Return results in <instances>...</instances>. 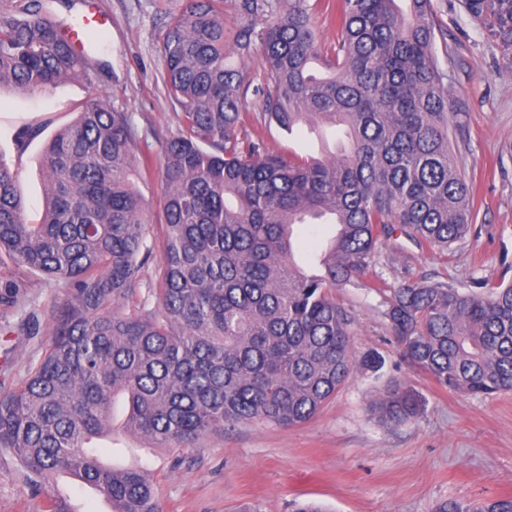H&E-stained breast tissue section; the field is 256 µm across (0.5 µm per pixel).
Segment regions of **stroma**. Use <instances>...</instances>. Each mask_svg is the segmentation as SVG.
Segmentation results:
<instances>
[{
  "mask_svg": "<svg viewBox=\"0 0 512 512\" xmlns=\"http://www.w3.org/2000/svg\"><path fill=\"white\" fill-rule=\"evenodd\" d=\"M184 0H94L107 18L106 49H94L104 69L89 80H68L36 91L0 88V158L16 174L29 223L42 216V153L55 132L71 123L82 103L97 97L129 113L154 171L139 188L154 218L160 199L164 142L176 131L179 107L162 79L161 46L172 14ZM433 18L446 38L448 97L455 114L449 138L473 194L474 221L464 242L449 249L418 247L402 236L381 240L364 276L337 289L352 318L356 354L386 359L381 376L355 373L323 409L294 427L242 426L203 437L183 455L149 447L114 426L99 441L116 467H145L158 483L163 512H292L316 502L327 512H433L445 499L482 500L512 495V391L471 396L450 391L411 366L384 315L385 290L427 279L469 288L474 279L512 282V69L462 7L432 0ZM40 136L18 150L14 136L28 123ZM277 154L324 158L317 136L302 125L287 133L264 127ZM18 303H0V387L22 380L42 354L53 305L64 288L37 276ZM39 314L36 332L19 330L27 311ZM410 384L426 401L413 423L387 425L372 415L392 382ZM73 512H112L88 486L60 475L32 486L10 455H0V512H50L56 499Z\"/></svg>",
  "mask_w": 512,
  "mask_h": 512,
  "instance_id": "stroma-1",
  "label": "stroma"
}]
</instances>
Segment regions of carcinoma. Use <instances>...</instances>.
Returning <instances> with one entry per match:
<instances>
[{
    "mask_svg": "<svg viewBox=\"0 0 512 512\" xmlns=\"http://www.w3.org/2000/svg\"><path fill=\"white\" fill-rule=\"evenodd\" d=\"M406 2L340 0L326 45L310 0H231L230 26L226 0H187L161 48L181 115L165 144L163 222L151 244L152 210L136 182L151 161L128 113L92 98L52 137L38 224L27 223L0 157V253L67 288L42 356L0 392V451L33 485L72 474L112 512H162L151 474L107 467L89 447L112 429L118 395L124 431L183 451L241 425L304 423L355 369L384 367L377 352L355 358L352 320L333 291L364 274L378 242L397 232L446 249L472 229L431 0ZM462 5L512 69V0ZM258 49L260 111L251 113L245 64ZM90 70L40 0L0 11V87L30 91ZM271 122L288 133L341 125L348 142L324 160L285 157L259 133ZM43 128L22 127L18 149ZM328 218L336 233L308 273L294 258V226ZM385 316L403 357L442 386L512 390V284L407 283L392 289ZM424 406L395 382L373 411L402 425ZM435 512H512V497L448 499Z\"/></svg>",
    "mask_w": 512,
    "mask_h": 512,
    "instance_id": "carcinoma-1",
    "label": "carcinoma"
}]
</instances>
